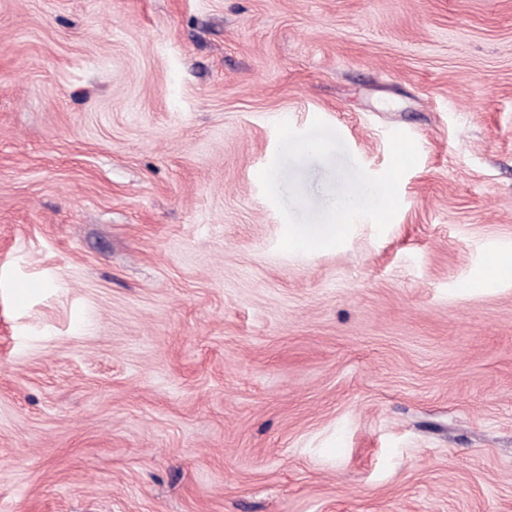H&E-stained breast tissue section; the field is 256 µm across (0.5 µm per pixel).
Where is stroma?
<instances>
[{
  "label": "stroma",
  "instance_id": "obj_1",
  "mask_svg": "<svg viewBox=\"0 0 512 512\" xmlns=\"http://www.w3.org/2000/svg\"><path fill=\"white\" fill-rule=\"evenodd\" d=\"M505 251L512 0H0V512H512ZM512 275V252H499L493 254L484 268L473 280L478 286V290L492 286L503 276Z\"/></svg>",
  "mask_w": 512,
  "mask_h": 512
}]
</instances>
